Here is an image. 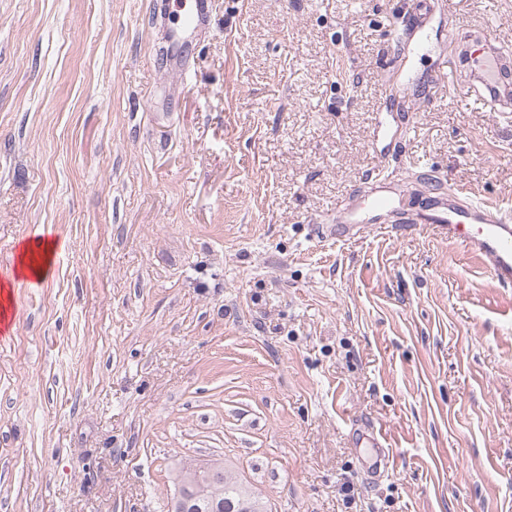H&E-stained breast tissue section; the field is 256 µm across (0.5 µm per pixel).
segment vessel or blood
<instances>
[{
	"instance_id": "vessel-or-blood-1",
	"label": "vessel or blood",
	"mask_w": 512,
	"mask_h": 512,
	"mask_svg": "<svg viewBox=\"0 0 512 512\" xmlns=\"http://www.w3.org/2000/svg\"><path fill=\"white\" fill-rule=\"evenodd\" d=\"M214 0H180L174 16L162 18L161 51L175 70L186 72L181 50L188 37L206 35ZM406 26L400 39L412 42L430 19L429 0H408ZM456 86L461 97L486 112H512V55L481 25L472 24L464 37H452ZM393 215L399 224H431L445 238L458 241L468 253L485 258L493 280L512 285V209L483 200L459 203L457 195L435 197L422 213L405 211L390 181H382L372 195L337 210L331 235L342 238L352 229H366L373 214Z\"/></svg>"
}]
</instances>
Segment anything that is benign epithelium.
Masks as SVG:
<instances>
[{
    "label": "benign epithelium",
    "instance_id": "1",
    "mask_svg": "<svg viewBox=\"0 0 512 512\" xmlns=\"http://www.w3.org/2000/svg\"><path fill=\"white\" fill-rule=\"evenodd\" d=\"M171 512H233L224 502V467H183L176 477Z\"/></svg>",
    "mask_w": 512,
    "mask_h": 512
}]
</instances>
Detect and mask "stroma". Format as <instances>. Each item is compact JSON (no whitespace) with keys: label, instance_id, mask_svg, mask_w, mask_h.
Masks as SVG:
<instances>
[{"label":"stroma","instance_id":"35a3bbf8","mask_svg":"<svg viewBox=\"0 0 512 512\" xmlns=\"http://www.w3.org/2000/svg\"><path fill=\"white\" fill-rule=\"evenodd\" d=\"M167 2L0 0V512H168L186 463L268 512H512V286L413 224L319 232L377 167L414 211L512 201V114L448 48L512 0H432L399 76L405 0H215L180 81ZM56 252L57 242L53 239H40L34 244L25 242L19 255L20 274L38 283L46 281L53 274Z\"/></svg>","mask_w":512,"mask_h":512}]
</instances>
